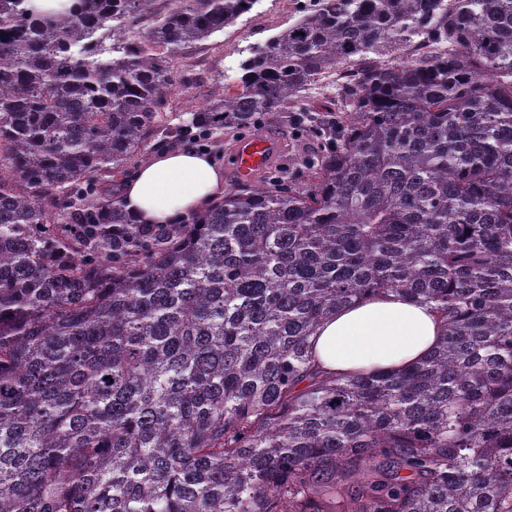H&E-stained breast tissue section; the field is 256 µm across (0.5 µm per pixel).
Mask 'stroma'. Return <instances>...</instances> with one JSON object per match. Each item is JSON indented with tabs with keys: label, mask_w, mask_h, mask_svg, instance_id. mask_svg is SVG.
<instances>
[{
	"label": "stroma",
	"mask_w": 512,
	"mask_h": 512,
	"mask_svg": "<svg viewBox=\"0 0 512 512\" xmlns=\"http://www.w3.org/2000/svg\"><path fill=\"white\" fill-rule=\"evenodd\" d=\"M313 5L314 0H256L253 8L234 25L225 27L209 40L167 53L178 86L163 110L164 120L148 144L147 155L176 146L188 147V139L175 141L166 136L167 129L177 126L179 115L201 110L211 98L223 93L225 85L237 83L239 64L249 47L292 25ZM340 96L339 86L321 82L302 92L293 109L261 115L253 126L244 130L209 133L207 141L195 146L210 155L223 170L224 186L228 189L248 190L281 175L304 181L303 161L319 151L321 140L303 131L299 119L335 111ZM253 136L270 140L274 151L264 169L252 179L243 180L235 171V150L240 141Z\"/></svg>",
	"instance_id": "35a3bbf8"
}]
</instances>
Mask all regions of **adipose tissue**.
<instances>
[{"label": "adipose tissue", "mask_w": 512, "mask_h": 512, "mask_svg": "<svg viewBox=\"0 0 512 512\" xmlns=\"http://www.w3.org/2000/svg\"><path fill=\"white\" fill-rule=\"evenodd\" d=\"M224 187L212 157L167 149L140 164L121 187L127 211L147 224H167L205 208ZM443 334L427 305L388 293L336 310L319 327L315 359L322 370L347 374L398 371L424 359Z\"/></svg>", "instance_id": "obj_1"}]
</instances>
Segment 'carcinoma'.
<instances>
[{"label": "carcinoma", "mask_w": 512, "mask_h": 512, "mask_svg": "<svg viewBox=\"0 0 512 512\" xmlns=\"http://www.w3.org/2000/svg\"><path fill=\"white\" fill-rule=\"evenodd\" d=\"M145 3L0 0V512H512V0H318L184 123L334 75L337 150L152 236L108 185L176 89L156 50L251 0L128 42ZM388 292L433 306L431 354L319 370L320 322Z\"/></svg>", "instance_id": "carcinoma-1"}]
</instances>
